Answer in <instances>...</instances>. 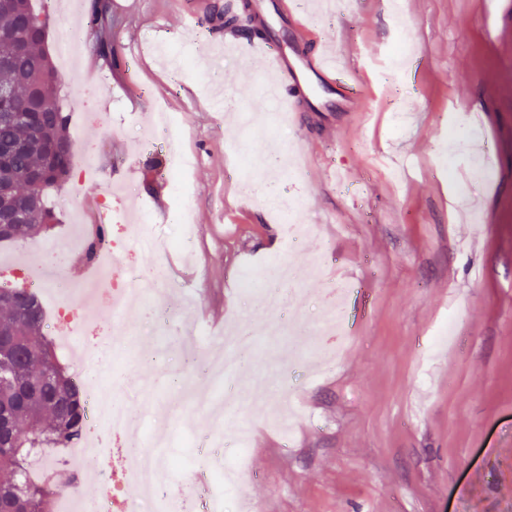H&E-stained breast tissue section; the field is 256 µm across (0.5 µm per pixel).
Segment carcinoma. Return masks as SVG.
Segmentation results:
<instances>
[{
	"instance_id": "cac0c4a2",
	"label": "carcinoma",
	"mask_w": 512,
	"mask_h": 512,
	"mask_svg": "<svg viewBox=\"0 0 512 512\" xmlns=\"http://www.w3.org/2000/svg\"><path fill=\"white\" fill-rule=\"evenodd\" d=\"M40 18L33 0H11L7 8L0 6V32L25 34L32 20ZM250 19L237 6L228 7L221 17L226 31L249 29ZM97 53L119 67L117 44L108 39L95 46ZM0 58L10 64L0 68V87L13 94L17 107L28 111L34 100L55 105V90L61 74L49 53L36 41L17 49L11 39L0 38ZM29 125L23 121L0 123V144L21 141L28 136ZM47 135L57 140L58 152L48 159L38 154H23L6 172L21 184V193L29 191L25 177L34 169L47 168L60 181H65L72 167L74 143L68 128V117L59 113L58 123ZM55 216L47 197L41 194L38 209L27 211L12 234L0 243L31 239L45 231L43 218ZM0 333L9 344L0 358V420L9 424L11 438L0 440V512H48L56 489L69 482V477L54 476L39 484L24 478V465L30 455L45 448H66L80 436L84 422L81 387L77 378L67 372H56L58 362L53 342L44 336L45 310L35 292L16 288H0Z\"/></svg>"
}]
</instances>
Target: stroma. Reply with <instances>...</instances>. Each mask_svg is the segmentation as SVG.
<instances>
[{"label": "stroma", "mask_w": 512, "mask_h": 512, "mask_svg": "<svg viewBox=\"0 0 512 512\" xmlns=\"http://www.w3.org/2000/svg\"><path fill=\"white\" fill-rule=\"evenodd\" d=\"M333 2L322 15L308 0L300 18L368 97L355 115L306 112L296 125L262 98L264 69L223 30H182L183 12L203 17L225 0H107L119 67L84 31V66L62 77L57 97L70 124L98 115L84 152L100 176L77 196L50 190V236L0 244V286L24 287L23 267L38 278L53 241L81 234L78 211L111 209L108 239L131 272L153 262L138 225L160 240L191 228L194 248L174 257L165 302L196 336L157 339L138 306L122 316L139 340L98 319L82 341L92 350L108 334L124 351L112 395L144 426L207 438L217 432L202 408L213 387L197 368L212 335L252 332L223 453L211 460L224 464L248 434V474L225 491L226 512L241 495L260 512H512V0ZM402 25L414 43L404 66L388 55ZM159 109L181 123L177 149L194 160L186 185L170 176L162 141L142 138ZM477 154L488 169L480 181L470 178ZM184 189L182 226L169 215ZM270 192L298 200L324 273L305 248L288 247ZM284 264L306 329L298 336L267 335L292 317L258 293ZM186 266L204 288L196 311L183 301ZM335 283L350 286V341L321 373L315 362L334 342L317 324ZM451 313L453 333L430 350ZM284 390L303 413L288 445L268 420Z\"/></svg>", "instance_id": "obj_1"}]
</instances>
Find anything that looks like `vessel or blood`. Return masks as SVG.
<instances>
[{"label": "vessel or blood", "mask_w": 512, "mask_h": 512, "mask_svg": "<svg viewBox=\"0 0 512 512\" xmlns=\"http://www.w3.org/2000/svg\"><path fill=\"white\" fill-rule=\"evenodd\" d=\"M258 20L271 32L270 37L257 39L243 34L229 38L235 47L251 49L260 57L274 77V90L293 118H300L308 100L319 103L322 111L332 109L340 101L343 111H356L366 90L343 66L333 64L325 53H313L307 48L309 30L295 19L290 0H280L268 6L264 0H254Z\"/></svg>", "instance_id": "vessel-or-blood-1"}]
</instances>
